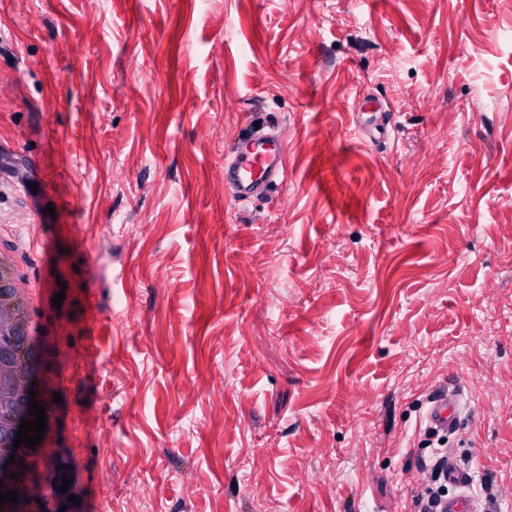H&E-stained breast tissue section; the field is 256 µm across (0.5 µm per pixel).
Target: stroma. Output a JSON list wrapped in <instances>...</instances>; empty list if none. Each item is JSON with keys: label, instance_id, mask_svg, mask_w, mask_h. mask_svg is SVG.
Masks as SVG:
<instances>
[{"label": "stroma", "instance_id": "obj_1", "mask_svg": "<svg viewBox=\"0 0 512 512\" xmlns=\"http://www.w3.org/2000/svg\"><path fill=\"white\" fill-rule=\"evenodd\" d=\"M271 113L288 180L241 210ZM1 251L61 352L64 512H416L447 380L512 512V0H0ZM353 121L362 139L372 144L391 140L398 127V116L384 108L378 98L366 97L353 109ZM288 142L275 133L254 131L239 136L224 156L221 178L229 199L248 205L267 195L288 176ZM461 413V392L452 383L440 385L426 398L425 431L453 436L459 430Z\"/></svg>", "mask_w": 512, "mask_h": 512}]
</instances>
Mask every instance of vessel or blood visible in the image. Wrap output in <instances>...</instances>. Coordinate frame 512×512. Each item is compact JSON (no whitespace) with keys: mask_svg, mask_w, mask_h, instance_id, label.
I'll list each match as a JSON object with an SVG mask.
<instances>
[{"mask_svg":"<svg viewBox=\"0 0 512 512\" xmlns=\"http://www.w3.org/2000/svg\"><path fill=\"white\" fill-rule=\"evenodd\" d=\"M353 121L364 141L376 144L391 140L398 116L384 108L381 100L367 97L357 103ZM288 143L275 132L254 131L239 136L224 156L221 177L229 199L248 205L267 195L270 188L288 176ZM462 413V394L453 384H443L426 399L425 429L431 433L454 435ZM442 477L451 489L442 499L440 512H481L469 488L474 477L469 468L452 455L442 460Z\"/></svg>","mask_w":512,"mask_h":512,"instance_id":"obj_1","label":"vessel or blood"}]
</instances>
